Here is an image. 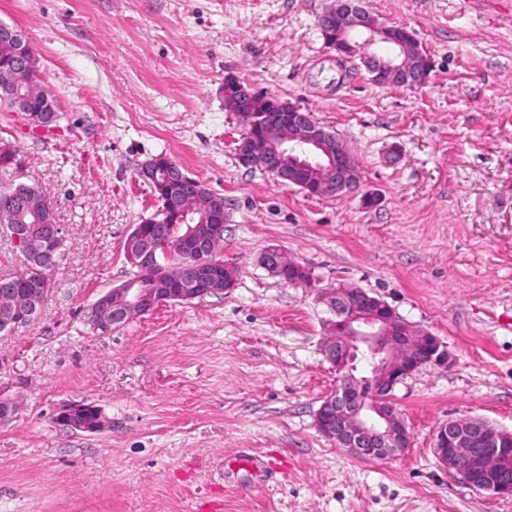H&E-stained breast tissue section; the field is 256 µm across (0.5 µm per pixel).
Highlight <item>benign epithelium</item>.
<instances>
[{"mask_svg": "<svg viewBox=\"0 0 512 512\" xmlns=\"http://www.w3.org/2000/svg\"><path fill=\"white\" fill-rule=\"evenodd\" d=\"M322 29H337L330 45L337 56L360 59L380 84L413 88L423 84L430 60L423 56L419 66L407 61L406 43L415 40L404 27L384 25L369 15L356 0H335L319 19ZM0 40L14 48L16 62L0 70V96L10 101L9 109L24 114L40 128L41 120L30 114V103L42 98L29 77L38 70L35 53L24 35L0 24ZM256 93L235 77L224 80V107L241 112L255 103ZM265 107L250 115L248 132L241 139L238 157L242 165L259 166L278 181L296 186L308 196L338 195L357 189L355 160L340 137L317 122L310 113L276 98H264ZM284 133L281 149L268 151L267 131ZM46 202L32 190L23 197L22 210L33 218L42 215ZM9 237L19 254L39 258L62 252L64 239L57 224H8ZM222 224H179L163 227L167 260L184 252L190 242L199 254L209 252L211 238ZM143 270L159 267L156 251L147 244L130 256ZM209 261H201L189 279L171 277L168 288H144L142 277L132 279L91 306L93 327L112 328L143 315L146 304L188 301L220 292L218 275ZM52 289L36 288L25 296L15 287L0 289V331L9 332L40 313ZM327 301L336 315L324 352L338 375L336 391L327 396L315 415L318 430L353 455L384 459L408 446L410 432L394 406L384 404L383 394L395 388L423 366L446 367L451 363L448 346L430 332L413 328L385 301L354 287L327 291ZM21 382L0 384V420L9 421L19 410V395L11 389ZM56 424L70 430L98 432L105 427L101 410L94 404L66 403L53 414ZM436 457L467 486L498 498L512 497V478L501 474L502 461L512 452V433L479 419H450L433 436Z\"/></svg>", "mask_w": 512, "mask_h": 512, "instance_id": "obj_1", "label": "benign epithelium"}]
</instances>
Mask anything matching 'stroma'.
<instances>
[{
    "instance_id": "stroma-1",
    "label": "stroma",
    "mask_w": 512,
    "mask_h": 512,
    "mask_svg": "<svg viewBox=\"0 0 512 512\" xmlns=\"http://www.w3.org/2000/svg\"><path fill=\"white\" fill-rule=\"evenodd\" d=\"M331 2L0 0L60 115L35 130L0 108V141L21 158L0 188L39 187L64 237L45 310L0 334L26 380L0 422V512H189L206 495L223 512H512L432 447L460 417L512 432V0H363L430 57L415 88L338 60L318 25ZM228 76L339 135L359 191L311 197L243 166ZM159 155L223 195L217 256L235 284L96 331L89 308L133 276L124 242L158 209L139 169ZM273 246L310 285L263 266ZM343 286L451 354L396 386L410 444L387 459L354 457L315 425L338 384L323 293ZM68 402L97 405L105 428L55 424Z\"/></svg>"
}]
</instances>
